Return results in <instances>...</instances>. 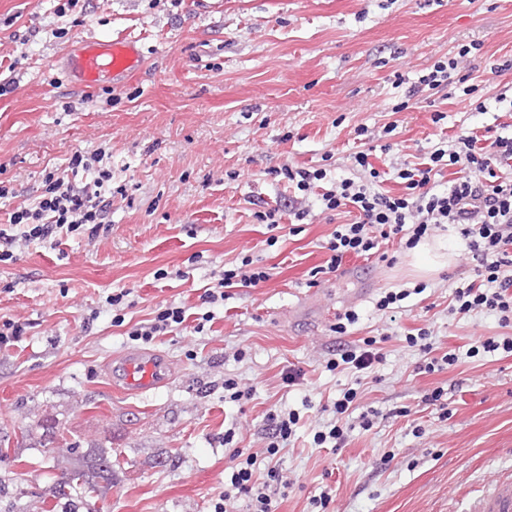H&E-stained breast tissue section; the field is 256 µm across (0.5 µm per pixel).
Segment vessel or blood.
Segmentation results:
<instances>
[{"instance_id":"obj_1","label":"vessel or blood","mask_w":512,"mask_h":512,"mask_svg":"<svg viewBox=\"0 0 512 512\" xmlns=\"http://www.w3.org/2000/svg\"><path fill=\"white\" fill-rule=\"evenodd\" d=\"M62 69L77 86L87 89L103 82H124L138 71L143 61L139 40L134 36L116 39L85 37L72 43L63 56ZM171 368L157 353L133 352L115 360L112 378L126 391L144 393L169 382ZM475 512H512V470L497 481Z\"/></svg>"}]
</instances>
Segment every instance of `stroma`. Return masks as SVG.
Instances as JSON below:
<instances>
[{"mask_svg":"<svg viewBox=\"0 0 512 512\" xmlns=\"http://www.w3.org/2000/svg\"><path fill=\"white\" fill-rule=\"evenodd\" d=\"M0 0V228L66 173L74 151L105 147L114 193L106 227L55 241L16 240L0 262V325L20 336L0 345V512H213L237 465L231 452L265 459V417L300 416L279 467L277 512H466L512 469V356L480 351L512 336L497 315L452 311L474 277L453 231H436L447 266L420 273L412 250L389 243L388 261L345 257L319 273L347 214L323 212L274 172L323 168V188L359 178L352 156L373 147L382 172L426 162L440 141L474 130L512 135V0ZM138 37L140 71L122 85L81 90L59 58L80 37ZM471 51L454 83L410 94L439 59ZM460 55V54H459ZM473 94L463 95L456 80ZM443 113L433 123L434 113ZM367 128L359 140V128ZM390 153H381L384 144ZM307 210L269 230L262 204ZM270 268L255 288L203 302L243 257ZM407 291L379 309L384 292ZM125 292L118 308L109 295ZM168 305L179 328L150 342L132 328ZM354 311L346 334L338 314ZM123 323H116V316ZM431 332L435 356L456 364L418 373L422 353L405 337ZM372 344L380 363L358 372L342 350ZM156 352L172 380L146 394L118 390L115 356ZM298 378L287 382L289 371ZM248 398L231 401L225 379ZM340 448L314 435L344 389ZM443 406L424 403L433 389ZM369 417L370 429L360 425ZM55 421V441L41 423ZM234 430L232 446L224 433ZM111 452V487L58 496L57 481L88 454Z\"/></svg>","mask_w":512,"mask_h":512,"instance_id":"stroma-1","label":"stroma"}]
</instances>
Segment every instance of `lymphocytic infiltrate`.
<instances>
[{"instance_id": "lymphocytic-infiltrate-1", "label": "lymphocytic infiltrate", "mask_w": 512, "mask_h": 512, "mask_svg": "<svg viewBox=\"0 0 512 512\" xmlns=\"http://www.w3.org/2000/svg\"><path fill=\"white\" fill-rule=\"evenodd\" d=\"M105 150L74 152L69 160L72 171L93 172L92 182L76 185L56 173L44 179V191L32 204L17 207L9 222L20 229L26 240H46L55 231L73 232L84 225L104 223L106 192L112 189V168L104 161ZM355 163L368 172V179H341L335 188L322 193L324 210L353 213L352 222L337 225L328 243L331 257L326 273L337 272L345 256L371 259L378 255L383 241L399 238L406 248L443 226L456 229L469 260L474 262L473 280L454 290L457 310L497 314L502 325L512 324V136H498L480 143L474 133L455 136L436 148L422 168L400 166L395 172L404 191L389 195L373 184L379 178L367 152L354 156ZM461 166L463 174L439 187L435 177L444 165ZM243 463L231 477L214 512H226L235 496L247 498L250 512H276L279 469L270 466L264 482H256L254 456H243Z\"/></svg>"}]
</instances>
